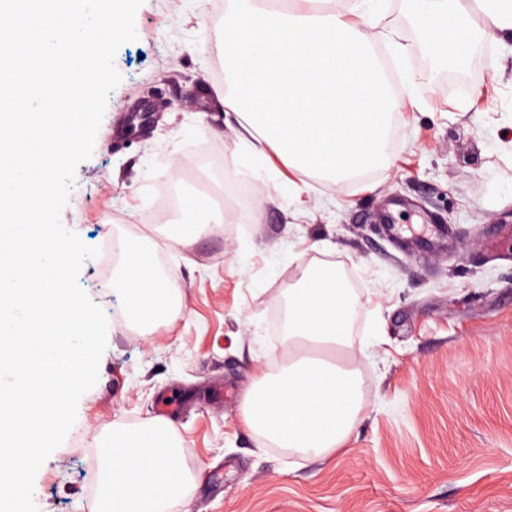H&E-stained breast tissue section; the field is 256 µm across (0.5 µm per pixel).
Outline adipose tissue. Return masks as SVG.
<instances>
[{"instance_id":"ef3b65f1","label":"adipose tissue","mask_w":512,"mask_h":512,"mask_svg":"<svg viewBox=\"0 0 512 512\" xmlns=\"http://www.w3.org/2000/svg\"><path fill=\"white\" fill-rule=\"evenodd\" d=\"M419 31L442 60L460 58L490 32L512 31V0H413ZM224 70L239 113L241 143L273 149L289 169L339 184L382 163L395 106L373 38L343 11L298 0H227ZM223 218L205 194L188 196L164 228L175 243ZM118 285L131 318L150 327L177 309L176 290L146 251L123 246ZM354 300L335 266L304 271L288 291V367L263 375L245 401L244 421L281 448L329 456L342 448L362 407L353 370L333 353L350 347ZM101 491L93 512H166L191 476L162 423L113 430L100 449Z\"/></svg>"}]
</instances>
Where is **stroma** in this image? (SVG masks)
<instances>
[{
	"label": "stroma",
	"mask_w": 512,
	"mask_h": 512,
	"mask_svg": "<svg viewBox=\"0 0 512 512\" xmlns=\"http://www.w3.org/2000/svg\"><path fill=\"white\" fill-rule=\"evenodd\" d=\"M213 0H144L136 41L114 64L94 151L63 224L89 246L165 254L179 308L143 334L114 284L119 261H86L78 283L104 311L107 348L65 441L34 480L38 512H91L99 448L115 428L169 423L193 476L170 512H512V237L489 253L482 227L512 224V35L475 41L447 82L404 0H378L377 30L404 50L398 136L386 166L339 186L268 152L258 174L216 82L223 22ZM235 193L230 233L175 244L142 231L161 183ZM447 225L448 244L410 247L385 217ZM335 264L354 280L352 366L363 406L329 458L277 447L243 422L253 384L287 354L271 315L295 270ZM169 416H160L161 404Z\"/></svg>",
	"instance_id": "obj_1"
}]
</instances>
